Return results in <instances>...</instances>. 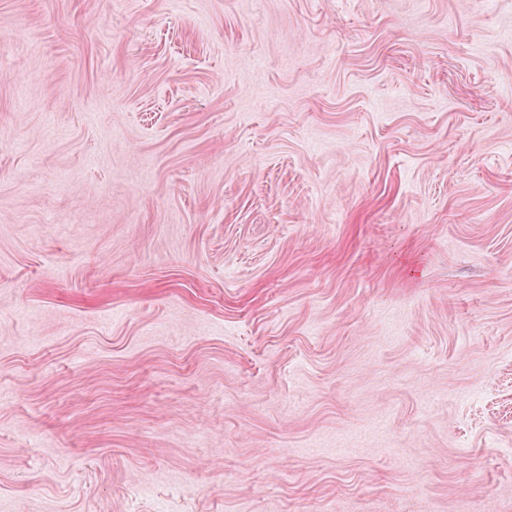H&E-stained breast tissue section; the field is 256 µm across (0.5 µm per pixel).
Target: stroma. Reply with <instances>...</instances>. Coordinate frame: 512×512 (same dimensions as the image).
Segmentation results:
<instances>
[{"mask_svg": "<svg viewBox=\"0 0 512 512\" xmlns=\"http://www.w3.org/2000/svg\"><path fill=\"white\" fill-rule=\"evenodd\" d=\"M0 512H512V0H0Z\"/></svg>", "mask_w": 512, "mask_h": 512, "instance_id": "stroma-1", "label": "stroma"}]
</instances>
